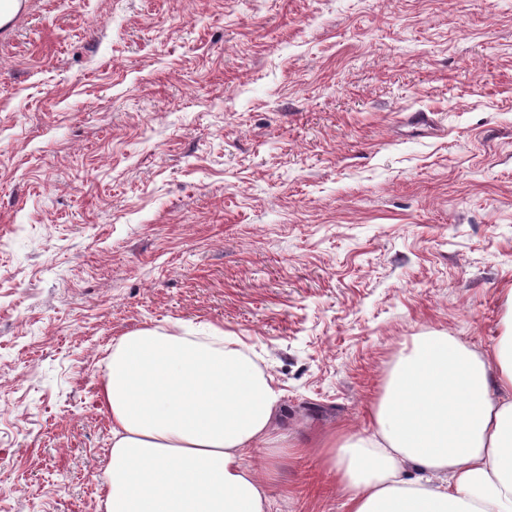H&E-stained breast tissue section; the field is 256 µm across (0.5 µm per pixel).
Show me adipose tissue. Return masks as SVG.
<instances>
[{"label": "adipose tissue", "mask_w": 512, "mask_h": 512, "mask_svg": "<svg viewBox=\"0 0 512 512\" xmlns=\"http://www.w3.org/2000/svg\"><path fill=\"white\" fill-rule=\"evenodd\" d=\"M497 343L446 333L401 355L374 432L320 443L346 512H512V289ZM102 400L112 418L105 512H270L264 479L298 452L282 392L233 337L153 329L120 338ZM268 449L264 476L244 458Z\"/></svg>", "instance_id": "adipose-tissue-1"}]
</instances>
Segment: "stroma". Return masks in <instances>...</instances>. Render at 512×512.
Returning a JSON list of instances; mask_svg holds the SVG:
<instances>
[{"label": "stroma", "mask_w": 512, "mask_h": 512, "mask_svg": "<svg viewBox=\"0 0 512 512\" xmlns=\"http://www.w3.org/2000/svg\"><path fill=\"white\" fill-rule=\"evenodd\" d=\"M512 289V0H22L0 27V512H104L119 338L235 337L345 512L402 351Z\"/></svg>", "instance_id": "obj_1"}]
</instances>
